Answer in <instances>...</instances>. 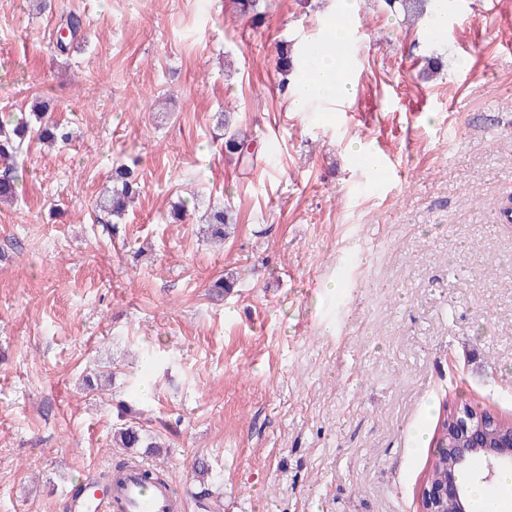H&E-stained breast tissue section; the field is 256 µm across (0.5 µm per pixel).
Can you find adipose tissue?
Listing matches in <instances>:
<instances>
[{
  "label": "adipose tissue",
  "mask_w": 512,
  "mask_h": 512,
  "mask_svg": "<svg viewBox=\"0 0 512 512\" xmlns=\"http://www.w3.org/2000/svg\"><path fill=\"white\" fill-rule=\"evenodd\" d=\"M353 0H336V8L322 22L319 38L302 47V78L293 91L295 111H306L314 101L335 100L347 94L350 86L349 60L342 48L349 40Z\"/></svg>",
  "instance_id": "obj_1"
}]
</instances>
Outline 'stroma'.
Here are the masks:
<instances>
[{"instance_id":"stroma-1","label":"stroma","mask_w":512,"mask_h":512,"mask_svg":"<svg viewBox=\"0 0 512 512\" xmlns=\"http://www.w3.org/2000/svg\"><path fill=\"white\" fill-rule=\"evenodd\" d=\"M447 4L435 41L354 0L351 95L297 112L276 46L336 0H273L258 28L230 0H0V113L48 98L73 133L23 147L0 205V512H71L130 421L177 490L208 461L223 512H420L444 408L512 420V0ZM122 164L142 194L116 223L95 203ZM63 29L67 31V36H61L56 40V49L60 54L69 52L71 46L83 38V21L79 16L69 14L63 19V22L59 27V31ZM224 122V123H223ZM221 124H224V130H228L229 135L224 140V147L228 153L235 154L241 163H248L254 158V152L249 151L252 140L241 129L229 130L233 127V118L230 112L224 113L221 117Z\"/></svg>"}]
</instances>
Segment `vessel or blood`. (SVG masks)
<instances>
[{
  "mask_svg": "<svg viewBox=\"0 0 512 512\" xmlns=\"http://www.w3.org/2000/svg\"><path fill=\"white\" fill-rule=\"evenodd\" d=\"M141 474V467H130L113 481L109 494L75 495L71 505L77 512H171L176 496L171 482L158 481L147 487Z\"/></svg>",
  "mask_w": 512,
  "mask_h": 512,
  "instance_id": "1",
  "label": "vessel or blood"
}]
</instances>
